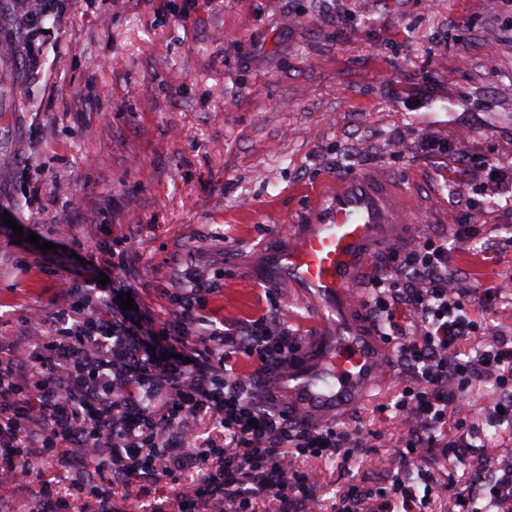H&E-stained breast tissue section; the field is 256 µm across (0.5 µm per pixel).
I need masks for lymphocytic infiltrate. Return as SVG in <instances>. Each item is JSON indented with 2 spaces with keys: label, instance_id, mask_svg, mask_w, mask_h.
Returning a JSON list of instances; mask_svg holds the SVG:
<instances>
[{
  "label": "lymphocytic infiltrate",
  "instance_id": "obj_1",
  "mask_svg": "<svg viewBox=\"0 0 512 512\" xmlns=\"http://www.w3.org/2000/svg\"><path fill=\"white\" fill-rule=\"evenodd\" d=\"M473 235V225H457L452 238L426 239L407 264L384 265L372 279V312L411 326L398 347L405 375L394 407L407 424L399 453L423 472L417 484L398 476L375 490L351 486L336 512H422L430 498L447 495L448 483L425 465L436 449L480 439L458 403L476 380L498 385L491 422L512 424V339L478 318L452 285V242ZM102 253L121 269L119 253L107 245ZM99 254L85 257L88 275L70 285L54 335L0 364V483L30 478L35 452L68 466L75 445L93 451V480L78 490L85 512H127L128 501L146 497L151 512H170L169 497L153 488L179 483L190 470L198 481L181 495L179 512H256L264 496L279 502V512H311L314 482L299 470L300 458L349 461L368 439L306 423L264 383L301 350L279 318L270 313L200 336L186 296L175 299L182 318L173 324L117 303L104 316H83ZM203 419L223 443L199 434Z\"/></svg>",
  "mask_w": 512,
  "mask_h": 512
}]
</instances>
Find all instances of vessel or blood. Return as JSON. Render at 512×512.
<instances>
[{
	"label": "vessel or blood",
	"mask_w": 512,
	"mask_h": 512,
	"mask_svg": "<svg viewBox=\"0 0 512 512\" xmlns=\"http://www.w3.org/2000/svg\"><path fill=\"white\" fill-rule=\"evenodd\" d=\"M425 220L390 178L358 173L290 224L283 244L262 253L272 278L301 289L321 311L301 358L280 379L281 396L306 420L334 416L382 387L383 346L357 316L359 274L378 241Z\"/></svg>",
	"instance_id": "b4317fda"
}]
</instances>
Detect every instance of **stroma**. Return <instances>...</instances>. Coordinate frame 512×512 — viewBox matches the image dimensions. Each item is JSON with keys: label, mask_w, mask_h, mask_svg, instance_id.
<instances>
[{"label": "stroma", "mask_w": 512, "mask_h": 512, "mask_svg": "<svg viewBox=\"0 0 512 512\" xmlns=\"http://www.w3.org/2000/svg\"><path fill=\"white\" fill-rule=\"evenodd\" d=\"M182 4L43 0L33 12L0 0V68L18 80L0 112V214L15 222L0 221V359L54 334L82 270L73 241L120 250L125 287L157 320L196 288L198 334L273 311L306 340L314 301L242 270L364 168L435 217L383 242L368 272L465 222L476 237L452 254L465 286L512 277V196L484 195L471 176L512 167V0H195L184 20ZM426 133L460 146L468 166L412 151ZM18 225L53 250L16 242ZM403 371L391 353L384 390L342 419L370 435L356 458L301 461L321 512L350 485L408 470L391 424ZM497 396L487 378L461 401L484 429L473 454L486 460L512 453V427L488 424ZM84 462L75 448L68 467L38 455L30 467L64 498Z\"/></svg>", "instance_id": "35a3bbf8"}]
</instances>
